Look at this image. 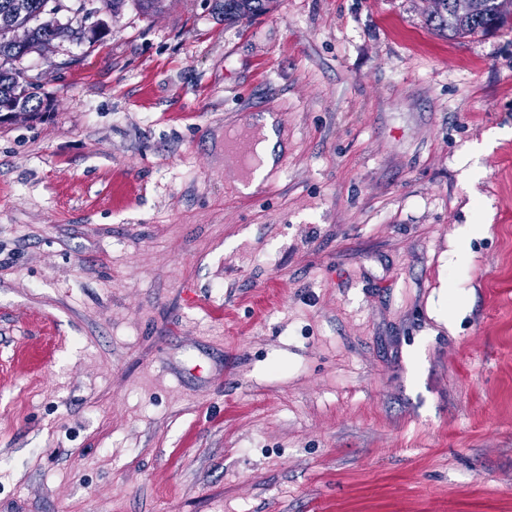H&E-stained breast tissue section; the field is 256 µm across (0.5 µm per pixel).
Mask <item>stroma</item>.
Segmentation results:
<instances>
[{
    "label": "stroma",
    "instance_id": "stroma-1",
    "mask_svg": "<svg viewBox=\"0 0 512 512\" xmlns=\"http://www.w3.org/2000/svg\"><path fill=\"white\" fill-rule=\"evenodd\" d=\"M427 8L164 0L22 60L0 512H512V24ZM225 20H244L266 14L271 0H224L220 1ZM248 124H257L262 127L265 140L258 145V152L263 160V164L258 168L249 183H238V188L245 194L256 193L263 187L265 178L274 167L278 155L281 151L280 137L276 130L275 116L269 112L261 115L251 116L247 120ZM251 139L243 128H230L224 133V155L231 156L242 171L248 170L253 161Z\"/></svg>",
    "mask_w": 512,
    "mask_h": 512
}]
</instances>
